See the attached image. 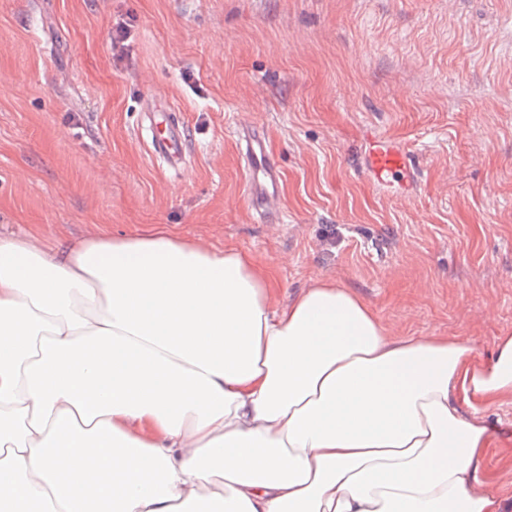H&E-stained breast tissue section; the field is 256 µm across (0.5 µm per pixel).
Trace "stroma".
<instances>
[{
	"label": "stroma",
	"mask_w": 512,
	"mask_h": 512,
	"mask_svg": "<svg viewBox=\"0 0 512 512\" xmlns=\"http://www.w3.org/2000/svg\"><path fill=\"white\" fill-rule=\"evenodd\" d=\"M188 132L152 160L144 101ZM260 126L280 212L247 203ZM416 159L373 184L365 129ZM154 224L234 246L280 297L325 278L402 336L512 332V0H0V232L50 247ZM485 473L512 496V403Z\"/></svg>",
	"instance_id": "35a3bbf8"
}]
</instances>
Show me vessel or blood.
<instances>
[{
	"label": "vessel or blood",
	"instance_id": "obj_1",
	"mask_svg": "<svg viewBox=\"0 0 512 512\" xmlns=\"http://www.w3.org/2000/svg\"><path fill=\"white\" fill-rule=\"evenodd\" d=\"M144 115L155 128L149 150L152 155L177 164L186 151L187 134L180 125L171 123L165 109L155 99H148ZM239 149L245 159V184L251 209L259 215L272 212L279 197V171L270 161L261 132L239 135ZM366 172L378 185L391 186L412 178L414 166L408 149L394 139L373 140L367 157Z\"/></svg>",
	"mask_w": 512,
	"mask_h": 512
}]
</instances>
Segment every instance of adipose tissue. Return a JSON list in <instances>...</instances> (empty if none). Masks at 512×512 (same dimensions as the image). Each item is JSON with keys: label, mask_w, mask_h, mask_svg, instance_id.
<instances>
[{"label": "adipose tissue", "mask_w": 512, "mask_h": 512, "mask_svg": "<svg viewBox=\"0 0 512 512\" xmlns=\"http://www.w3.org/2000/svg\"><path fill=\"white\" fill-rule=\"evenodd\" d=\"M512 335H395L157 225L0 235V512H507ZM494 434L491 448L483 462V470L498 488L512 497V403L498 405L489 412Z\"/></svg>", "instance_id": "obj_1"}]
</instances>
